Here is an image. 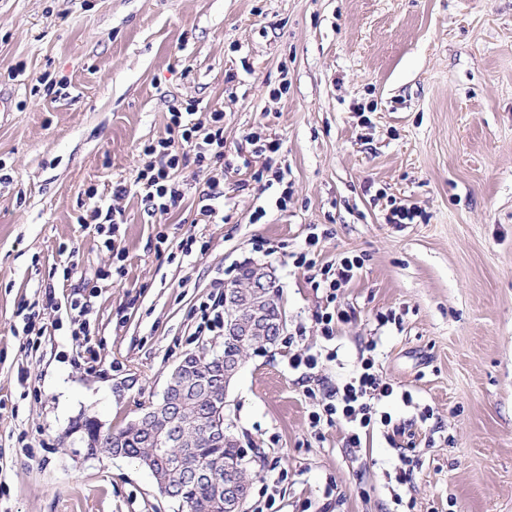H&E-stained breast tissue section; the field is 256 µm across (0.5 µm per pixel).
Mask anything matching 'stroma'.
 I'll use <instances>...</instances> for the list:
<instances>
[{
  "instance_id": "stroma-1",
  "label": "stroma",
  "mask_w": 512,
  "mask_h": 512,
  "mask_svg": "<svg viewBox=\"0 0 512 512\" xmlns=\"http://www.w3.org/2000/svg\"><path fill=\"white\" fill-rule=\"evenodd\" d=\"M0 93V512H184L137 461L90 454L81 425L136 420L186 354L221 351L201 308L223 306L249 263L274 274L286 328L229 388L247 508L272 483L270 512H393L400 451L312 429L308 382L288 367L323 344L325 300L290 259L313 224L322 260L365 259L320 377L348 378L374 340L384 375L434 411L403 451L418 461L411 512H512V0H0ZM191 103L224 113V220L194 223L206 174L191 161L168 215L129 190L125 276L105 279L112 253L77 221L85 192L131 178ZM260 126L281 145L269 187L252 178ZM394 203L412 223H386ZM190 235L205 250L170 260ZM76 294L92 367L71 334ZM390 310L400 326L379 325Z\"/></svg>"
}]
</instances>
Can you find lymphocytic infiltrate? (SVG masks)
Wrapping results in <instances>:
<instances>
[{"label": "lymphocytic infiltrate", "mask_w": 512, "mask_h": 512, "mask_svg": "<svg viewBox=\"0 0 512 512\" xmlns=\"http://www.w3.org/2000/svg\"><path fill=\"white\" fill-rule=\"evenodd\" d=\"M198 111V105L191 104L185 111L172 112L169 138L144 147L148 164L138 169L131 180L113 183V198L124 196L133 184L143 191L150 214L167 215L184 196L173 173L190 157L206 172L197 196V221L212 223L224 204V114L211 111L208 123L204 124L196 118ZM86 198V209L78 216V223L94 225L104 247L115 249L117 233L125 222L123 211L112 207L97 190H87ZM319 243V234L310 233L305 248L294 253L293 264L304 271L312 288L323 290L326 295L327 305L316 311L315 323L322 338L330 342L336 339L340 326L355 317L353 308L337 305L336 299L339 292L358 276L364 260L358 255H345L331 262H320ZM306 395L315 401L310 414L311 428L317 430L325 424L344 426L347 447H362L364 440L377 433L393 445L412 434L414 422L395 419L384 408L386 401L397 396L404 403H412V393L399 390L384 377L374 346H367L360 354L355 369L344 384L331 388L321 397L311 388L307 389Z\"/></svg>", "instance_id": "f902f5d3"}]
</instances>
